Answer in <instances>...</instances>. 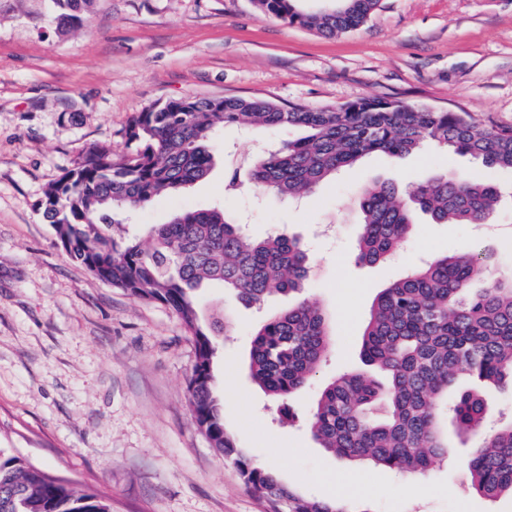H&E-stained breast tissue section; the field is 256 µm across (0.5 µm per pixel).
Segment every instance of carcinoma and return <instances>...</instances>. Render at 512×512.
<instances>
[{
	"label": "carcinoma",
	"instance_id": "cac0c4a2",
	"mask_svg": "<svg viewBox=\"0 0 512 512\" xmlns=\"http://www.w3.org/2000/svg\"><path fill=\"white\" fill-rule=\"evenodd\" d=\"M45 18L60 33L84 25L96 0H50ZM379 0H339L335 9L308 14L293 0H253L262 14L325 36L362 26ZM296 127L303 135L254 158L252 185L284 199L311 193L370 154L403 157L438 147L481 161L493 173H512V128L488 129L468 113L363 98L336 107L281 106L259 98L185 97L132 117L120 160L88 150L44 193L41 208L56 241L96 279L130 296L171 307L194 336L189 383L197 429L211 447L232 456L244 483L270 512H353L338 499L305 498L247 457L224 426L213 393L216 325L201 322L195 291L219 285L247 305L299 292L308 279V254L298 238L274 231L249 238L221 209L180 212L147 237H115L110 229L140 206L177 193L211 172L216 128ZM497 181L435 174L404 186L393 182L359 190L356 261L389 259L421 212L439 224H485L499 201ZM491 254L468 246L412 265L376 296L361 337V357L384 373L380 380L345 371L322 388L309 418L313 438L338 458L413 476L448 454L445 419L461 437L476 438L467 475L476 492L512 495V421L488 432V411L477 386L512 384V275L472 287ZM329 344L319 307L304 300L261 322L249 354L252 380L288 418V400L302 388ZM460 376L474 387L448 402ZM0 512H112L99 495L82 493L42 468L0 448Z\"/></svg>",
	"mask_w": 512,
	"mask_h": 512
}]
</instances>
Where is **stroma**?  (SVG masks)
I'll list each match as a JSON object with an SVG mask.
<instances>
[{
  "instance_id": "stroma-1",
  "label": "stroma",
  "mask_w": 512,
  "mask_h": 512,
  "mask_svg": "<svg viewBox=\"0 0 512 512\" xmlns=\"http://www.w3.org/2000/svg\"><path fill=\"white\" fill-rule=\"evenodd\" d=\"M46 0H0V448L107 496L112 512H268L232 458L196 428L188 383L195 342L179 317L94 278L57 244L40 202L82 150L130 151V119L184 97L266 98L336 107L362 98L464 111L487 128L512 127V0H380L360 29L336 36L259 13L251 0H98L89 22L66 35L37 22ZM296 128L214 140L210 175L133 217L146 234L177 212L224 205L252 237L280 226L304 243L309 279L300 296L250 308L212 286L199 290L202 320L228 315L214 358L215 394L238 448L274 460L280 481L353 512H512V496L487 498L466 483L473 441L448 436V455L413 481L337 460L306 422L325 382L365 371L360 337L380 289L415 262L466 245L494 250L488 280L512 274V175L482 229L420 218L387 261L356 263L357 191L434 172L474 175L480 161L428 148L404 158L371 154L297 203L243 187L224 192V168L299 137ZM335 225L324 233V225ZM303 298L328 317L330 344L282 423L249 379L256 324Z\"/></svg>"
}]
</instances>
